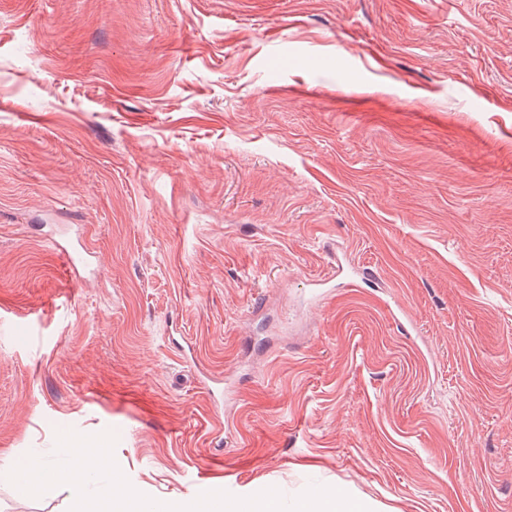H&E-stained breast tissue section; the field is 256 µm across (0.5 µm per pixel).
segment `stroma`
<instances>
[{"label": "stroma", "instance_id": "obj_1", "mask_svg": "<svg viewBox=\"0 0 512 512\" xmlns=\"http://www.w3.org/2000/svg\"><path fill=\"white\" fill-rule=\"evenodd\" d=\"M107 429L161 502L512 512V0H0V468Z\"/></svg>", "mask_w": 512, "mask_h": 512}]
</instances>
